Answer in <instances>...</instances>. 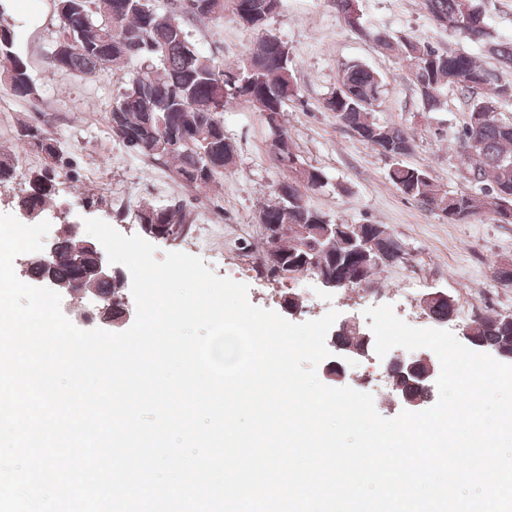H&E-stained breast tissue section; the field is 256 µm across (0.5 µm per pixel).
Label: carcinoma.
I'll list each match as a JSON object with an SVG mask.
<instances>
[{
    "label": "carcinoma",
    "instance_id": "cac0c4a2",
    "mask_svg": "<svg viewBox=\"0 0 512 512\" xmlns=\"http://www.w3.org/2000/svg\"><path fill=\"white\" fill-rule=\"evenodd\" d=\"M336 11L352 17L351 29L360 37L387 52H394L416 68L413 83L423 109L433 112L442 104L441 96L456 89L468 103L466 121L457 138L474 143L476 157H461L474 192L450 193L436 183L427 169L410 166L402 157L415 147L414 135L390 122H379L375 108L383 93V79L367 65L351 61L342 64L339 82L344 90L334 92L324 106L345 119L344 125L365 143L376 142L384 150L389 180L407 197L448 219L450 224H469L483 216L497 224H512L504 218L512 213V197L500 194L512 187V122L498 117L502 105L512 102V82L502 79L499 70L482 64L468 52L441 51L406 36H392L365 25L355 0H332ZM82 12L64 13L65 0H58L57 36L71 37L65 57L50 55L56 69L74 74L103 75L132 60L143 63L110 111L109 121L121 119L134 139L128 147L136 155L157 163H175L179 179L190 188L215 182L233 161L215 163L224 154V110L242 102L259 115L282 117L287 102L296 94L288 46L265 31L268 21L279 12L282 0H179L178 9L160 12L150 0H80ZM427 13L436 22L445 20L461 38L512 69V40L500 37L490 24L486 0H425ZM230 12L243 28L259 33L250 52L255 66L242 70L244 83L234 80V70H220L201 54L185 29L184 19L202 21ZM16 34L10 24L0 20V82L10 93L26 101H36L38 87L25 59L18 53ZM275 160L288 158V174L274 186V200L261 209V223L267 225L260 273L273 280L279 273L310 274L331 281L341 273L343 289L372 283V276L385 265L367 264L358 249L360 236L376 228L374 224H337L312 208L305 192L329 184L321 168L308 165L295 153L291 137L283 124L270 130ZM17 139L38 154L57 152V162L28 175V188L18 198V206L35 212L45 209L55 195L59 171L71 166L64 149L49 130L21 124ZM139 224L150 221L161 225L168 238L185 235L188 226L183 206L164 208L144 206L136 215ZM309 224L314 233L332 243L331 250L311 254L302 249L297 236L276 232L274 224ZM73 242L60 238L51 268L34 266L27 278L37 280L51 275L61 288L85 289L120 306L125 289L118 280L100 281L93 262L75 269L69 263ZM471 335L490 351L505 344L512 346V328L499 317L487 313L474 316L465 326Z\"/></svg>",
    "mask_w": 512,
    "mask_h": 512
}]
</instances>
